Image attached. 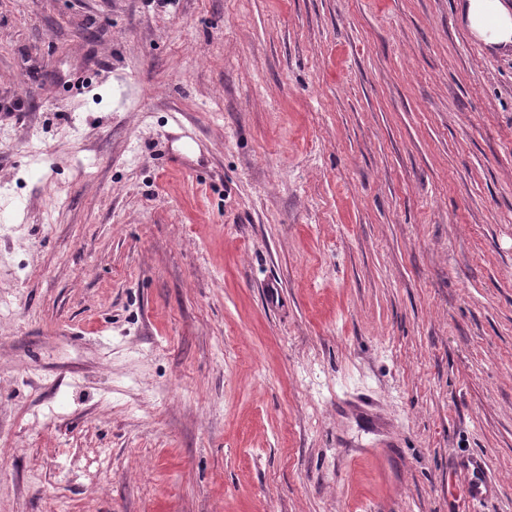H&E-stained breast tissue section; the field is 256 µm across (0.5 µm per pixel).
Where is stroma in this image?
<instances>
[{
    "label": "stroma",
    "mask_w": 512,
    "mask_h": 512,
    "mask_svg": "<svg viewBox=\"0 0 512 512\" xmlns=\"http://www.w3.org/2000/svg\"><path fill=\"white\" fill-rule=\"evenodd\" d=\"M459 3L0 0V512H512V51ZM471 477L466 486V493L472 501H482L491 496L493 486L485 473L484 463L481 459L475 458L465 465Z\"/></svg>",
    "instance_id": "35a3bbf8"
}]
</instances>
